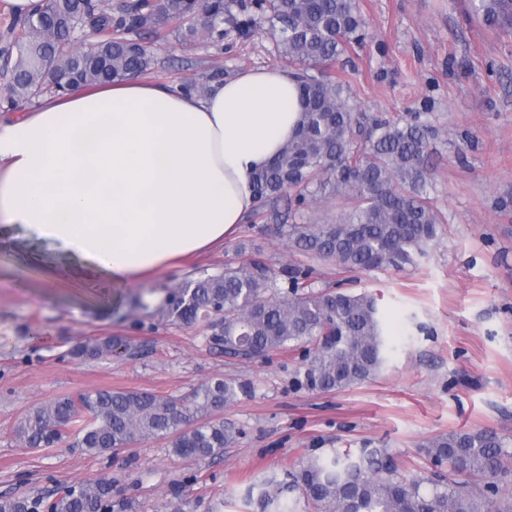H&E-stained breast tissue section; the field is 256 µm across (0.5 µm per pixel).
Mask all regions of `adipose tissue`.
<instances>
[{"mask_svg":"<svg viewBox=\"0 0 512 512\" xmlns=\"http://www.w3.org/2000/svg\"><path fill=\"white\" fill-rule=\"evenodd\" d=\"M300 118L285 68L202 94L143 78L68 91L0 121V225L52 246L37 258L46 287L109 298L233 238Z\"/></svg>","mask_w":512,"mask_h":512,"instance_id":"1","label":"adipose tissue"}]
</instances>
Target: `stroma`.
Returning a JSON list of instances; mask_svg holds the SVG:
<instances>
[{"mask_svg":"<svg viewBox=\"0 0 512 512\" xmlns=\"http://www.w3.org/2000/svg\"><path fill=\"white\" fill-rule=\"evenodd\" d=\"M363 46L332 70L349 81L360 111L426 112L430 198L443 222L415 265L344 272L293 249L270 211L250 216L223 248L174 267L109 300L95 291L46 288L20 263L26 234L0 236V495L95 480L114 484L136 512H172L183 488L187 512H249V483L282 473L304 452L387 448L403 472L427 475L422 445L451 432L495 430L512 441V39L474 18L469 0H356ZM174 22L145 30L154 65L147 79L208 83L254 67H288L267 28L241 35L226 17L223 42L182 37ZM261 252L273 270L312 267L316 287L344 282L372 295L385 328L386 362L372 378L331 392L293 385L295 352L231 357L205 322L177 326L144 315L135 300L174 288ZM124 336L128 347L97 361L64 360L69 344ZM215 377L251 383L250 396L221 413L238 435L216 459L173 454L169 440L97 455L62 442L29 448L15 435L30 409L98 389L179 396Z\"/></svg>","mask_w":512,"mask_h":512,"instance_id":"stroma-1","label":"stroma"}]
</instances>
